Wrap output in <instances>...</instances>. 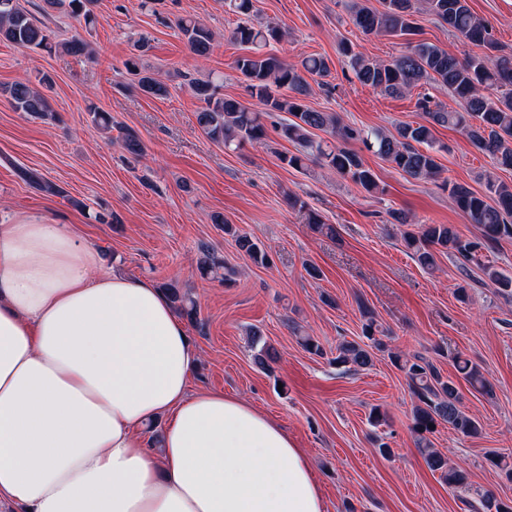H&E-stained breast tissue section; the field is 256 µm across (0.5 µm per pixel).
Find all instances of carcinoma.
<instances>
[{
    "label": "carcinoma",
    "mask_w": 512,
    "mask_h": 512,
    "mask_svg": "<svg viewBox=\"0 0 512 512\" xmlns=\"http://www.w3.org/2000/svg\"><path fill=\"white\" fill-rule=\"evenodd\" d=\"M93 0H42L40 10L45 14L64 9L86 25L95 22L90 9ZM233 11L241 21L232 32L235 41L250 46V53L236 61V68L245 78L250 96L257 99L262 110H253L237 99L218 96V86L211 81L189 79L194 96L202 103L196 112V121L209 139L224 146L237 148L245 143L261 144L267 138L264 119L278 112L288 114L276 125L279 137L295 146L296 153L285 154L282 161L295 169H304L307 162L316 160L352 181L368 193L380 191L374 172L365 165L361 155L347 147L359 142L363 147L390 163L395 169L415 180H434L441 172L437 161L433 128H455L464 134L477 149L492 155L496 166L512 170V57L497 56L498 43L493 29L477 16L468 0H382V9L353 3L349 5L353 24L365 35L389 34L408 36L416 32L414 16L425 11L448 26L455 35L487 50L483 55L460 59L447 50L428 43H407L406 50L389 63L378 62L350 46L341 47V54L354 77L363 85L384 94L403 96L421 82L433 81L448 91L458 102L459 109L450 110L430 97H423L418 107L424 112L425 122L399 126L395 134L380 129H362L341 122L333 113L320 112L306 104L312 87L306 76L323 79L329 75L328 61L322 56H305L297 62H285L265 51L273 42L285 36L277 26H254L249 22L252 0H230ZM178 28L187 40L192 53L207 57L213 50L212 32L201 22L181 18ZM20 48H39L52 51L57 48L74 56L90 54L89 43L74 37L55 42L51 31L37 24L30 14L21 9L17 0H0V40ZM126 70L137 76L138 89L149 96L162 97L168 87L141 63L136 55L125 62ZM285 88L288 93L281 94ZM11 107L18 112L34 115L42 120L56 116L45 95L18 81L3 89ZM328 133L332 140H315L314 131ZM21 178L37 190L60 195L61 189L31 170L21 171ZM448 203L462 211L474 224L480 237H462L450 224H420L418 230L400 231V242L414 260L424 269L434 270L440 254H448L478 266L493 283L501 286L503 294L512 295V278L490 264H484L479 252L502 240L512 239V184L493 176L485 179V191L472 190L463 183L444 181ZM214 222L222 225L224 233L235 238L238 249L258 266L271 263L269 255L250 235L239 232L224 223L221 216ZM198 270L203 276L221 274L229 280L235 269L218 258L213 249L201 252ZM170 300L190 320L197 319L194 301L181 296L177 289H168ZM363 317V341L345 340L336 348L333 362L348 370H364L373 365L375 352H383L387 345L376 337L377 325L373 312L359 302ZM254 363L269 369L272 360L267 342L259 330L247 332ZM393 364L405 375L413 399L411 431L425 464L440 474L450 488H465L468 477L454 468L448 457L433 448L429 435L440 425L463 437H476L482 432L481 423L462 407L461 386L470 392L492 398L493 384L477 364L457 353L451 357L455 377L445 376L430 357L414 354L405 357L389 352ZM476 512H512V500L503 501L494 494L479 495Z\"/></svg>",
    "instance_id": "1"
}]
</instances>
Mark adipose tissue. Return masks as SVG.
<instances>
[{
    "label": "adipose tissue",
    "mask_w": 512,
    "mask_h": 512,
    "mask_svg": "<svg viewBox=\"0 0 512 512\" xmlns=\"http://www.w3.org/2000/svg\"><path fill=\"white\" fill-rule=\"evenodd\" d=\"M198 363L150 279L67 225L0 223V512H325L283 426L192 391Z\"/></svg>",
    "instance_id": "ef3b65f1"
}]
</instances>
